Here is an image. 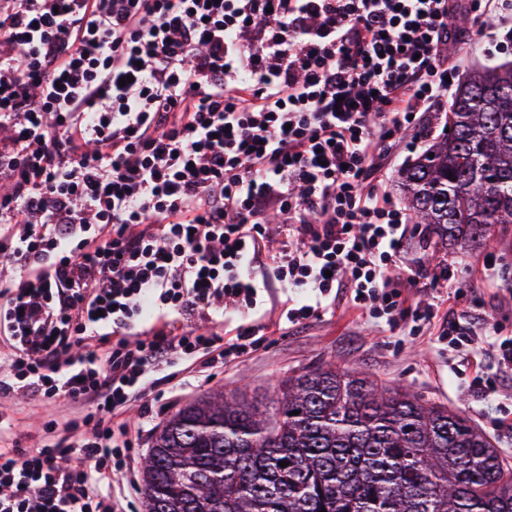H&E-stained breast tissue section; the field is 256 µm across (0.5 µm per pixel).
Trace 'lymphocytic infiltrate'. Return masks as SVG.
<instances>
[{
    "label": "lymphocytic infiltrate",
    "mask_w": 512,
    "mask_h": 512,
    "mask_svg": "<svg viewBox=\"0 0 512 512\" xmlns=\"http://www.w3.org/2000/svg\"><path fill=\"white\" fill-rule=\"evenodd\" d=\"M0 0V394L92 402L75 440L0 448V512H112L117 408L164 367L247 353L204 330L297 290L399 329L419 276L384 187L472 38L512 54V0ZM277 242L269 250V242ZM441 320L448 346L512 338Z\"/></svg>",
    "instance_id": "obj_1"
}]
</instances>
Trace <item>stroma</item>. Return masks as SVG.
<instances>
[{
    "label": "stroma",
    "mask_w": 512,
    "mask_h": 512,
    "mask_svg": "<svg viewBox=\"0 0 512 512\" xmlns=\"http://www.w3.org/2000/svg\"><path fill=\"white\" fill-rule=\"evenodd\" d=\"M406 261L448 274L447 283L422 290V301L454 296L458 315L475 328L490 326L499 337H512V224L496 225L485 243L463 247L440 244L424 225H415ZM265 299L262 322L268 339L260 348L221 367L195 364L180 371L162 386L152 406L140 400L128 403L123 418L134 446L127 461V480L141 482L142 461L153 433L185 404L218 390L248 389L270 395L288 377L325 363L371 373L421 401L448 406L512 461V376L499 378L497 393L488 398L467 389L477 365L489 363L487 344L471 345L464 355L437 342L435 329L406 327L394 334L367 316L343 309L284 332L276 323L288 300L287 291L272 286ZM79 410V405L62 398L45 404L20 393L0 397V414L15 420L12 441L23 448L41 447L50 422L58 435H65L67 421L77 417Z\"/></svg>",
    "instance_id": "35a3bbf8"
}]
</instances>
